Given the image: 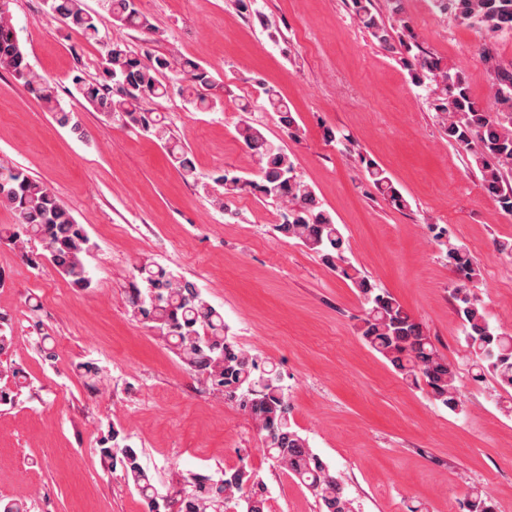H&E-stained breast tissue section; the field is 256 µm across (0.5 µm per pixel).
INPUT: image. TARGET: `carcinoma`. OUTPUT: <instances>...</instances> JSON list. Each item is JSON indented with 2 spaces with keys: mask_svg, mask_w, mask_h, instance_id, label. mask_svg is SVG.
<instances>
[{
  "mask_svg": "<svg viewBox=\"0 0 512 512\" xmlns=\"http://www.w3.org/2000/svg\"><path fill=\"white\" fill-rule=\"evenodd\" d=\"M392 2L389 19L375 9L373 0H350V11L378 43L398 54L410 82L428 90L433 109L442 114L448 142L470 155L485 192L501 211L512 215V189L503 187L504 171L512 169V69L500 66L490 53H485L484 61L495 73L493 103L473 97L462 71L421 51L413 52L404 0ZM433 2L440 10L489 32H512V0ZM47 5L65 25L88 40H99L101 15L87 11L82 0H47ZM105 11L123 26L153 37L159 34L131 0H106ZM0 68L21 81L59 127L80 139L87 138L88 131L78 113L62 106L56 83L30 64L11 23L9 0H0ZM169 73L184 82L180 92L187 95L195 111L216 109L219 98L212 90L218 83L204 65L174 53H138L118 41L106 45L98 77L88 79L78 72L71 83L76 93L106 119L122 121L161 142L181 176L196 182L192 152L172 139L164 117L146 107L169 94L164 82ZM258 88L267 111L276 117L287 136H297L299 126L279 91L263 82ZM237 134L256 162L257 178L222 170L212 178V205L230 215L231 206L245 193L282 203L285 212L275 231L313 251L336 276L356 289L364 306L357 326L362 341L406 383L423 385L437 404L453 413L462 412L464 401L454 366L401 303L376 287L346 256L339 225L298 174L288 148L269 141L247 120L239 123ZM360 161L377 194L398 210L408 208V200L383 168L363 157ZM0 205L13 215V223L0 225L1 243L14 246L34 269L46 259L73 287L89 286L84 260L91 249L88 233L48 185L0 163ZM437 239L446 247L448 262L463 276V283L453 289V298L473 367L477 375L490 373L503 389L512 390V335L491 325L485 307L467 288V283L478 278L480 269L467 247L452 241L448 231H440ZM126 302L132 316L158 331L191 372L254 421L266 454L311 492L319 512H354L345 482L330 472L308 440L294 429L291 406L276 370L260 367L255 355L238 347L228 336L223 314L203 297L194 282L153 261H141L133 266ZM10 326L9 315L0 312V356L12 346ZM127 440L119 430L110 428L101 437L99 453L112 470H120L124 481L133 485L146 512H267V486L245 464L218 479L195 473L190 476L192 493L171 502L165 500L141 464L139 449ZM462 509L496 512L491 499L476 488L468 491Z\"/></svg>",
  "mask_w": 512,
  "mask_h": 512,
  "instance_id": "carcinoma-1",
  "label": "carcinoma"
}]
</instances>
